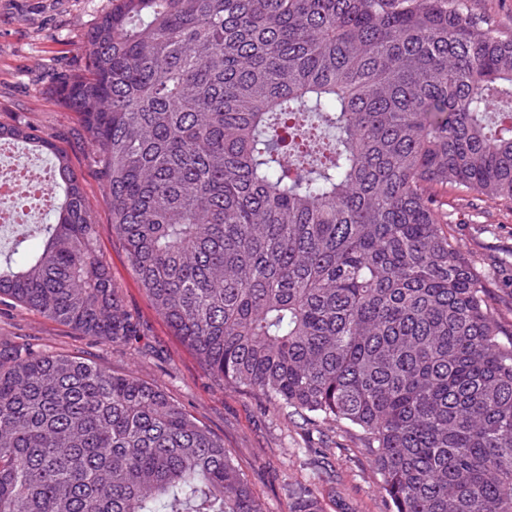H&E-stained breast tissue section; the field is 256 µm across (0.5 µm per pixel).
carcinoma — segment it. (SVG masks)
<instances>
[{
  "mask_svg": "<svg viewBox=\"0 0 512 512\" xmlns=\"http://www.w3.org/2000/svg\"><path fill=\"white\" fill-rule=\"evenodd\" d=\"M56 95L112 229L219 385L355 429L391 512H512V328L440 191L512 203V34L468 0H112ZM0 304L145 336L68 155ZM0 512H264L163 390L0 343ZM288 512H323L290 490Z\"/></svg>",
  "mask_w": 512,
  "mask_h": 512,
  "instance_id": "carcinoma-1",
  "label": "carcinoma"
}]
</instances>
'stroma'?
Wrapping results in <instances>:
<instances>
[{
  "label": "stroma",
  "mask_w": 512,
  "mask_h": 512,
  "mask_svg": "<svg viewBox=\"0 0 512 512\" xmlns=\"http://www.w3.org/2000/svg\"><path fill=\"white\" fill-rule=\"evenodd\" d=\"M110 0H0V123L23 119L58 147L84 181V201L99 227V247L125 306L144 325V344L115 347L75 334L36 312L0 315V339L70 353L157 386L230 448L266 512H288V488L316 484L324 512H389L370 457L343 424L286 416L255 394L214 384L196 354L174 336L131 271L110 224L101 182L78 141L76 113L60 105L55 78L82 58L85 34ZM460 250L488 275L497 314L512 325V205L442 193Z\"/></svg>",
  "instance_id": "35a3bbf8"
}]
</instances>
